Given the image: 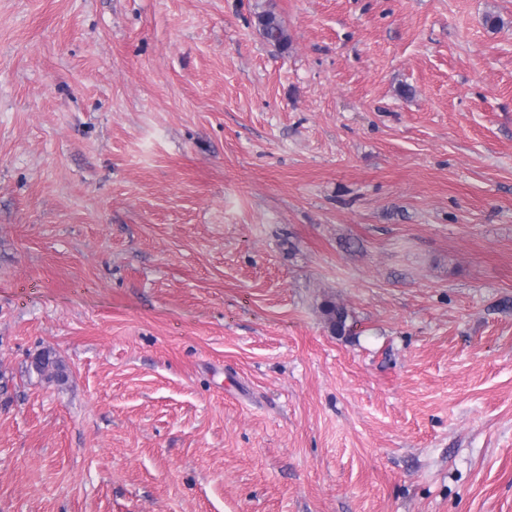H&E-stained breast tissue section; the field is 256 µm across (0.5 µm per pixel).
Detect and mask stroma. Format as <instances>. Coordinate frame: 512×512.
I'll use <instances>...</instances> for the list:
<instances>
[{
	"instance_id": "35a3bbf8",
	"label": "stroma",
	"mask_w": 512,
	"mask_h": 512,
	"mask_svg": "<svg viewBox=\"0 0 512 512\" xmlns=\"http://www.w3.org/2000/svg\"><path fill=\"white\" fill-rule=\"evenodd\" d=\"M0 512H512V0H0ZM257 26L266 41L279 46L288 45V34L281 19L271 10L258 13Z\"/></svg>"
}]
</instances>
